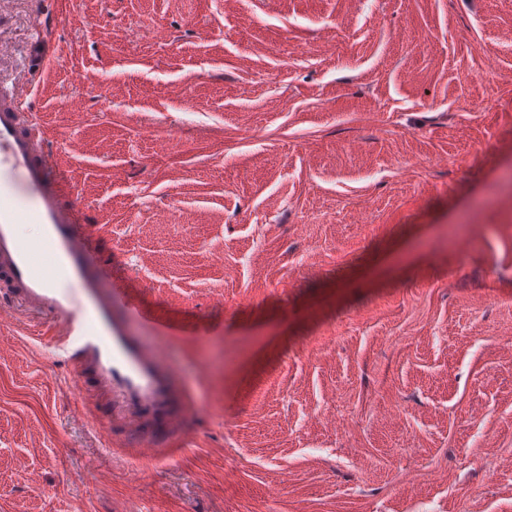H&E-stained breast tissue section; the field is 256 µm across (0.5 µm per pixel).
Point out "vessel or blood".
<instances>
[{"instance_id":"obj_1","label":"vessel or blood","mask_w":512,"mask_h":512,"mask_svg":"<svg viewBox=\"0 0 512 512\" xmlns=\"http://www.w3.org/2000/svg\"><path fill=\"white\" fill-rule=\"evenodd\" d=\"M84 217L22 93L0 81V300L49 319L60 360L91 369L132 428L137 412H165L184 386L171 362L132 335L134 310L95 259ZM23 224L35 239L23 238Z\"/></svg>"}]
</instances>
